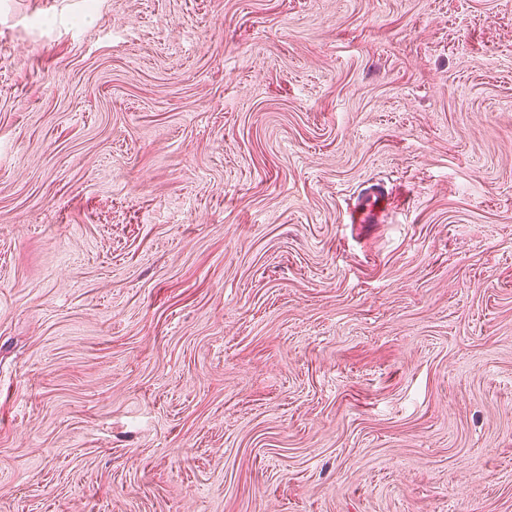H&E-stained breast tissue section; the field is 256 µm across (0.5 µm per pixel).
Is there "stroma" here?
I'll list each match as a JSON object with an SVG mask.
<instances>
[{
	"label": "stroma",
	"mask_w": 512,
	"mask_h": 512,
	"mask_svg": "<svg viewBox=\"0 0 512 512\" xmlns=\"http://www.w3.org/2000/svg\"><path fill=\"white\" fill-rule=\"evenodd\" d=\"M0 512H512V0H0ZM387 205V192L380 184L371 183L358 197V202L348 214L350 224H371Z\"/></svg>",
	"instance_id": "1"
}]
</instances>
